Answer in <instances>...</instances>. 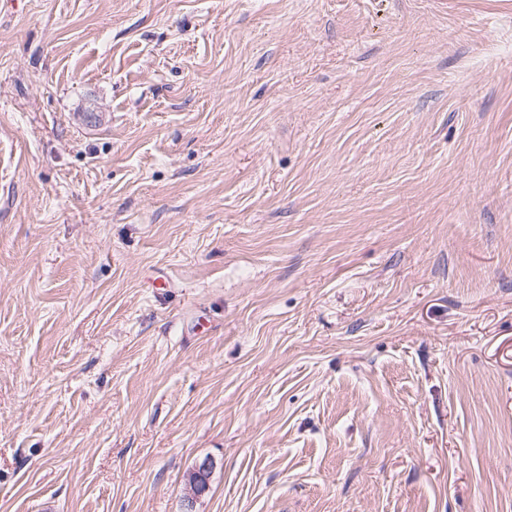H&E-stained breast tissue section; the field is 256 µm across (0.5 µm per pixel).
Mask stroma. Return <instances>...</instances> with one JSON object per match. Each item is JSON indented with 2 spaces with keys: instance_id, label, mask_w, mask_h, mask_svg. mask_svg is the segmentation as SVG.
Wrapping results in <instances>:
<instances>
[{
  "instance_id": "1",
  "label": "stroma",
  "mask_w": 512,
  "mask_h": 512,
  "mask_svg": "<svg viewBox=\"0 0 512 512\" xmlns=\"http://www.w3.org/2000/svg\"><path fill=\"white\" fill-rule=\"evenodd\" d=\"M0 512H512V0H0ZM213 464L210 460L199 463L188 476V484L194 496L201 495L209 485Z\"/></svg>"
}]
</instances>
